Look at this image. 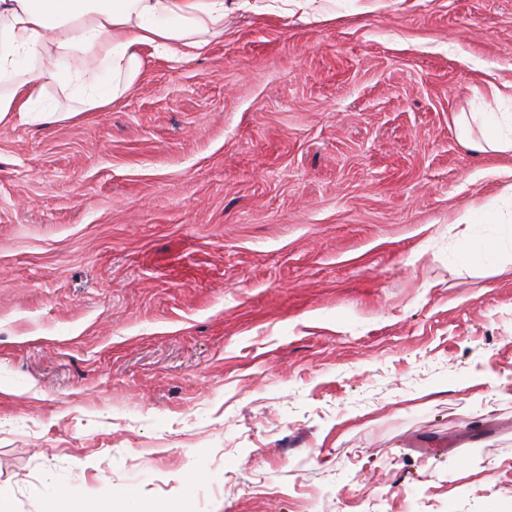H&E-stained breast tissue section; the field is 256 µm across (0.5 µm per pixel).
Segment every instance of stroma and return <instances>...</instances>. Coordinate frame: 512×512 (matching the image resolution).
Here are the masks:
<instances>
[{
	"label": "stroma",
	"mask_w": 512,
	"mask_h": 512,
	"mask_svg": "<svg viewBox=\"0 0 512 512\" xmlns=\"http://www.w3.org/2000/svg\"><path fill=\"white\" fill-rule=\"evenodd\" d=\"M505 80L512 0H350L0 124L15 512L50 478L123 512H512V264L448 266L512 183L453 118Z\"/></svg>",
	"instance_id": "stroma-1"
}]
</instances>
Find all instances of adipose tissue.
Wrapping results in <instances>:
<instances>
[{
	"label": "adipose tissue",
	"instance_id": "adipose-tissue-1",
	"mask_svg": "<svg viewBox=\"0 0 512 512\" xmlns=\"http://www.w3.org/2000/svg\"><path fill=\"white\" fill-rule=\"evenodd\" d=\"M336 0H0V123L43 125L106 112L139 82L146 53L175 64L196 59L232 15L303 22L337 16ZM84 66H74V59ZM457 139L481 154L512 155V109L462 111ZM452 264L483 257L489 271L512 263V185L464 208Z\"/></svg>",
	"mask_w": 512,
	"mask_h": 512
}]
</instances>
